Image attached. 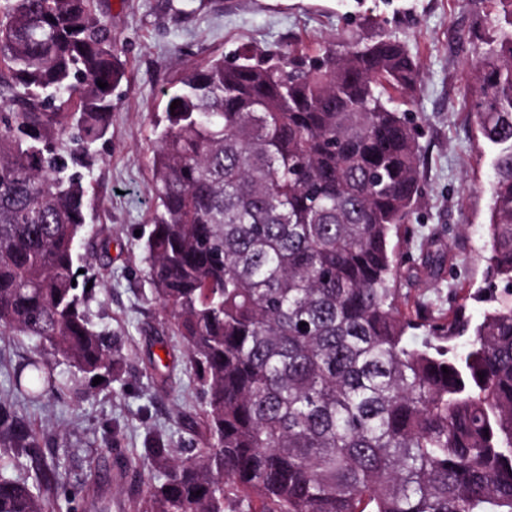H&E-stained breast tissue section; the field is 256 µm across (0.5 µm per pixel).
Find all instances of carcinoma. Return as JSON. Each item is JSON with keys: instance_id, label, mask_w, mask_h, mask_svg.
<instances>
[{"instance_id": "cac0c4a2", "label": "carcinoma", "mask_w": 512, "mask_h": 512, "mask_svg": "<svg viewBox=\"0 0 512 512\" xmlns=\"http://www.w3.org/2000/svg\"><path fill=\"white\" fill-rule=\"evenodd\" d=\"M500 2L509 28L465 89L497 148L486 263L502 293L475 325L461 309L413 311L397 288L392 241L423 194L412 122L390 106L419 79L402 42L223 57L163 93L142 250L202 395V449L183 458L154 436L135 512H512V0ZM125 78L97 0H0V334L42 352L0 397V512L107 510L95 481L59 501L57 467L13 402L70 394L57 358L118 380L121 337L86 313L80 169Z\"/></svg>"}]
</instances>
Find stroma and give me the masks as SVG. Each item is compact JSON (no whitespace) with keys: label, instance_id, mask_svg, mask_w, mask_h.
Here are the masks:
<instances>
[{"label":"stroma","instance_id":"35a3bbf8","mask_svg":"<svg viewBox=\"0 0 512 512\" xmlns=\"http://www.w3.org/2000/svg\"><path fill=\"white\" fill-rule=\"evenodd\" d=\"M128 79L112 92L111 124L93 148L81 247L98 290L91 321L123 338L125 364L108 386L77 376L62 400L21 407L60 459V480L96 475L103 499L121 512L152 481L149 466L119 475L111 448H143L150 431L171 436L181 456L195 453L187 426L199 411L179 337L144 275L139 234L152 211L150 170L163 90L184 70L254 49L297 56L344 41L392 37L419 65L404 99L423 155V203L397 245L401 292L434 313L465 306L472 319L490 308L484 256L496 152L482 137L464 96L471 59L482 56L503 19L499 0H99ZM453 265L428 277V247Z\"/></svg>","mask_w":512,"mask_h":512}]
</instances>
